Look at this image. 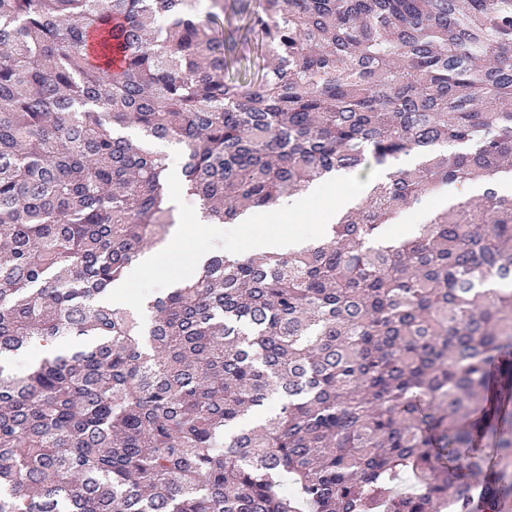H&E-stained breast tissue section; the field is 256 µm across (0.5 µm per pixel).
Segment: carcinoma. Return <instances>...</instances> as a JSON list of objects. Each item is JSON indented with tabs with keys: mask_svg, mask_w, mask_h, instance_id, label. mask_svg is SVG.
Listing matches in <instances>:
<instances>
[{
	"mask_svg": "<svg viewBox=\"0 0 512 512\" xmlns=\"http://www.w3.org/2000/svg\"><path fill=\"white\" fill-rule=\"evenodd\" d=\"M207 2L0 0V356L89 339L0 366V512H472L477 475L505 512L512 197L386 225L512 173V0ZM155 144L222 224L421 162L330 239L214 257L141 317L106 295L174 224ZM446 191L448 193V198L446 196L432 200V202L426 209L417 211L414 215H405L404 223L406 224H403V232L405 237H411L413 233L416 231L418 224L424 223L432 211L445 208L448 206L449 202L453 201V199L457 195V190L453 187H449L446 188Z\"/></svg>",
	"mask_w": 512,
	"mask_h": 512,
	"instance_id": "obj_1",
	"label": "carcinoma"
}]
</instances>
